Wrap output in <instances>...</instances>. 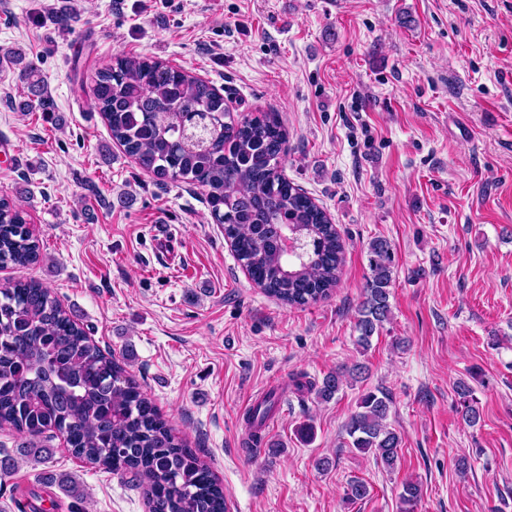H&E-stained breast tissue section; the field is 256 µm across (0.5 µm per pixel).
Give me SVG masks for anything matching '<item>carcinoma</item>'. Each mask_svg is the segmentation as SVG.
Masks as SVG:
<instances>
[{
  "instance_id": "carcinoma-1",
  "label": "carcinoma",
  "mask_w": 512,
  "mask_h": 512,
  "mask_svg": "<svg viewBox=\"0 0 512 512\" xmlns=\"http://www.w3.org/2000/svg\"><path fill=\"white\" fill-rule=\"evenodd\" d=\"M29 100L25 109H48L34 66L22 69ZM92 105L104 116L112 138L146 171L161 180L205 189L211 216L237 260L266 294L288 305L315 303L336 287L344 244L326 213L282 173L286 135L274 117L262 113L234 119L209 83L159 61L116 56L95 75ZM41 255L25 210L0 197V265L27 266ZM395 255L381 238L370 242L371 275L359 307L357 344L366 349L391 313ZM326 375L313 385L328 401L356 379ZM462 419L480 420L473 388L456 385ZM271 391L247 414L261 427L275 407ZM391 398L365 393L346 425L351 447L394 468L400 435L387 424ZM32 439L60 433L74 457L114 473L145 481L148 512H226L224 487L209 465L178 440L140 385L87 336L41 283L0 286V427ZM56 484L77 500L81 487L65 474ZM420 484L402 483V512H415Z\"/></svg>"
}]
</instances>
